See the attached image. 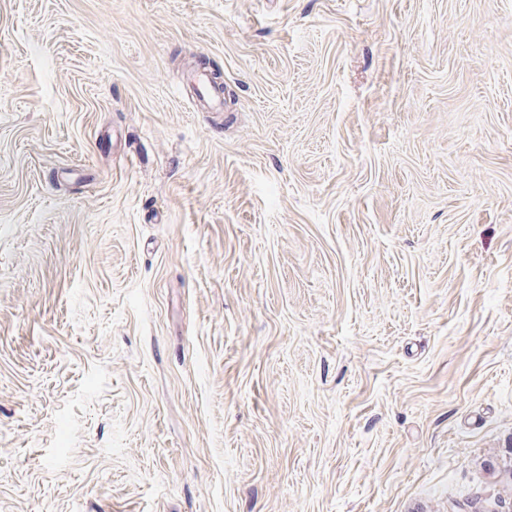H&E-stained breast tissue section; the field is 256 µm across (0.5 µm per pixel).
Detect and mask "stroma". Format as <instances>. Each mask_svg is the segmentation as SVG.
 <instances>
[{
    "label": "stroma",
    "mask_w": 512,
    "mask_h": 512,
    "mask_svg": "<svg viewBox=\"0 0 512 512\" xmlns=\"http://www.w3.org/2000/svg\"><path fill=\"white\" fill-rule=\"evenodd\" d=\"M0 512H512V0H0ZM194 81L198 89V101L203 107L215 108L222 104V94L214 88L205 74H198Z\"/></svg>",
    "instance_id": "1"
}]
</instances>
